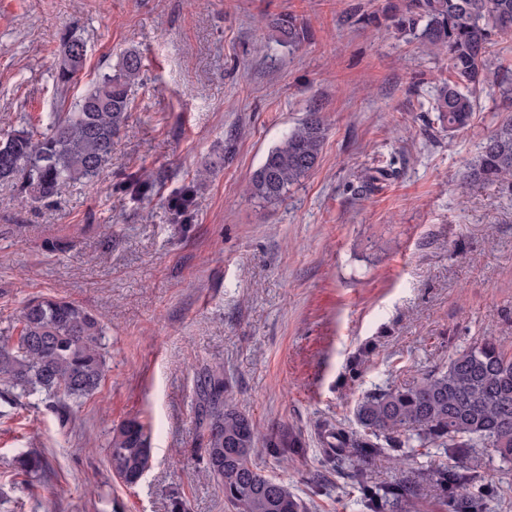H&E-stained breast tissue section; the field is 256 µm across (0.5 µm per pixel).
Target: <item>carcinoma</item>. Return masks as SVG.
Returning <instances> with one entry per match:
<instances>
[{
	"label": "carcinoma",
	"mask_w": 512,
	"mask_h": 512,
	"mask_svg": "<svg viewBox=\"0 0 512 512\" xmlns=\"http://www.w3.org/2000/svg\"><path fill=\"white\" fill-rule=\"evenodd\" d=\"M382 17L448 56V78L439 81L435 110L448 130L465 127L475 112L473 92L488 82L494 37L512 32V0H403L387 4ZM268 26L290 46L307 34L290 13L271 16ZM60 55L56 106L40 118L42 131L0 134V183L20 186L35 202L99 177L112 158L113 138L127 125L132 88L143 70L140 54L125 51L67 108L70 84L86 61V41L64 37ZM325 138L319 110H309L267 151L250 177V196L270 204L283 200L316 167ZM467 177L512 188V118L487 139ZM18 323L14 342L0 345L4 397L48 401L59 412L96 392L106 373V332L95 314L64 298L39 297L26 302ZM200 388L204 474L223 490L228 509L305 512L298 494L273 481L254 453L261 446L278 463L299 456L300 436L286 426L259 436L218 367L206 370ZM353 419L354 428L323 425L319 441L324 464L359 489L357 512H408L429 495L446 512H486L496 485L475 461L479 449L491 448L502 462L512 463V350L493 338L474 341L412 384L366 390ZM423 452L451 453L456 465L420 469L394 482L373 478L377 458ZM109 464L112 475L128 486L151 468L146 423L132 418L113 431Z\"/></svg>",
	"instance_id": "obj_1"
}]
</instances>
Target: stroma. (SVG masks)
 Wrapping results in <instances>:
<instances>
[{
    "mask_svg": "<svg viewBox=\"0 0 512 512\" xmlns=\"http://www.w3.org/2000/svg\"><path fill=\"white\" fill-rule=\"evenodd\" d=\"M386 2L0 0V129L50 110L66 34L88 50L71 100L124 51L144 58L98 178L46 202L0 184V344L29 299L63 297L101 316L107 351L100 388L67 421L0 399V512H170L177 497L228 512L202 473L198 387L215 366L260 433L302 438L303 455L268 474L307 512H356L319 427L352 425L365 390L420 379L477 338L512 347V189L465 179L512 116V33L451 132L433 109L446 57L356 22ZM280 13L310 38L277 43L267 22ZM313 108L328 125L318 166L279 203L249 197L268 148ZM390 166L398 177L364 187ZM130 173L145 194L125 192ZM134 417L151 426L153 461L128 487L108 448ZM26 456L43 469L24 470ZM478 462L500 479L490 512H512V464L488 448Z\"/></svg>",
    "mask_w": 512,
    "mask_h": 512,
    "instance_id": "obj_1",
    "label": "stroma"
}]
</instances>
